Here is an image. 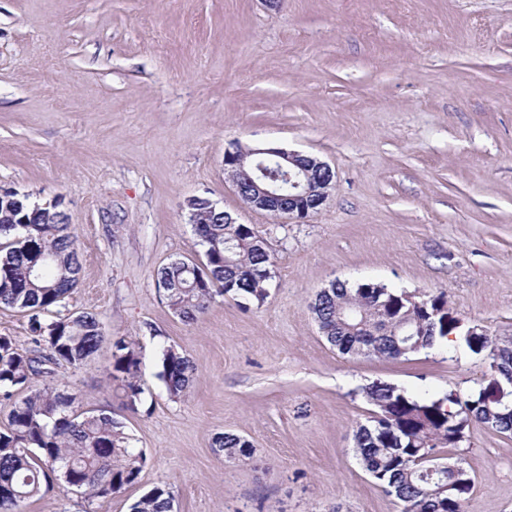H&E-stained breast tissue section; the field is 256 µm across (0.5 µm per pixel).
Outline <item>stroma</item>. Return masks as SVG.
I'll return each instance as SVG.
<instances>
[{
  "mask_svg": "<svg viewBox=\"0 0 512 512\" xmlns=\"http://www.w3.org/2000/svg\"><path fill=\"white\" fill-rule=\"evenodd\" d=\"M234 143L326 162L322 208H247L224 175ZM0 188L60 202L81 262L69 309L141 358L133 408L110 347L47 379L124 422L147 457L138 482L23 512H129L159 485L174 512H400L353 454L363 387L465 395L489 366L457 348L343 355L310 304L334 280L443 291L464 324L512 335V0H0ZM195 197L267 240L262 304L218 295L192 323L169 309L155 276L202 253ZM164 345L195 368L178 398ZM224 433L253 459L225 461ZM450 455L474 479L463 512H512V436L476 425ZM214 446L215 448H222L224 451V458L229 451L242 456L243 459L240 461L249 459L253 455V445L250 441L236 434L225 433L216 437Z\"/></svg>",
  "mask_w": 512,
  "mask_h": 512,
  "instance_id": "obj_1",
  "label": "stroma"
}]
</instances>
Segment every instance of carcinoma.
I'll return each instance as SVG.
<instances>
[{
  "instance_id": "carcinoma-1",
  "label": "carcinoma",
  "mask_w": 512,
  "mask_h": 512,
  "mask_svg": "<svg viewBox=\"0 0 512 512\" xmlns=\"http://www.w3.org/2000/svg\"><path fill=\"white\" fill-rule=\"evenodd\" d=\"M194 230L202 232L206 287L184 288L189 278L170 262L156 273L169 309L193 322L208 308L214 293L261 303L267 297L273 257L259 246V234L248 224L224 223V211L206 198L190 209ZM0 306L28 313L29 346L21 348L0 336V395L12 401L8 425L0 429V512H22L26 501L54 489H83L107 499L136 483L146 457L111 414L78 412L72 397L52 384L32 387V380L51 374L50 366L78 367L105 344L112 350L111 377L117 394L130 406L140 400V352L133 341L112 339L87 312L67 310V297L78 285L81 269L73 225L35 213L27 198L15 193L0 205ZM36 254L52 264L38 281L30 279ZM423 307L403 291L373 288L367 283L336 281L317 293L311 305L315 321L331 346L343 355L407 359L455 338L462 347L489 363L487 384L462 397L455 390L420 398L375 381L362 388L381 419L356 429L354 454L362 468L401 505V512H463L473 487L469 471L448 475V490L417 468L414 460L428 451L455 448L474 425L512 433V401L491 399L501 385L512 389V336H490L475 326L461 329L460 319L440 291L425 296ZM159 377L171 396L192 387L190 360L172 346L161 352ZM214 446L243 459L253 455L250 441L236 434L216 437ZM131 512H173L174 495L155 487L135 501Z\"/></svg>"
}]
</instances>
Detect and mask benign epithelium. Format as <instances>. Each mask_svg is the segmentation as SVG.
<instances>
[{
    "instance_id": "benign-epithelium-1",
    "label": "benign epithelium",
    "mask_w": 512,
    "mask_h": 512,
    "mask_svg": "<svg viewBox=\"0 0 512 512\" xmlns=\"http://www.w3.org/2000/svg\"><path fill=\"white\" fill-rule=\"evenodd\" d=\"M263 158L273 159L286 172L289 181L288 205L282 207V214L300 219L319 210L333 184L334 175L328 164L277 146L250 148L235 144L224 153V170L232 178L236 192H241L244 184L250 185L247 194L249 207L268 211L282 200L276 180L248 174V168ZM416 464L440 480L448 476V472L461 469L460 462L451 463L434 453L421 456Z\"/></svg>"
}]
</instances>
